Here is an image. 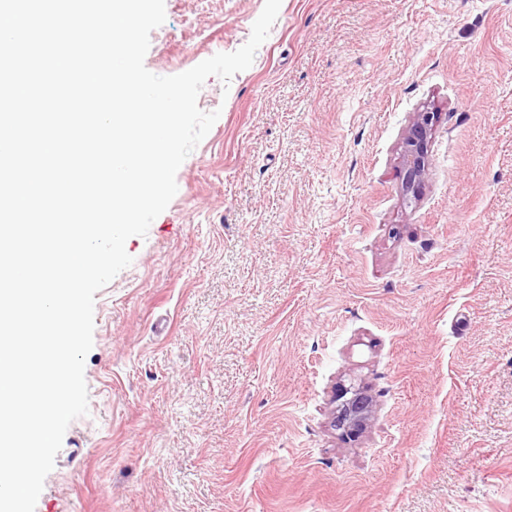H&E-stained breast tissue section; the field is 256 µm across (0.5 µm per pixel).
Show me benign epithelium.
Wrapping results in <instances>:
<instances>
[{
    "label": "benign epithelium",
    "instance_id": "1",
    "mask_svg": "<svg viewBox=\"0 0 512 512\" xmlns=\"http://www.w3.org/2000/svg\"><path fill=\"white\" fill-rule=\"evenodd\" d=\"M438 122L439 113L422 110L416 113L404 138L402 184L409 201L419 197L428 168L429 139ZM339 396L343 401L336 415V426L343 430V435L353 436L367 420L370 400L363 387L354 384L340 388Z\"/></svg>",
    "mask_w": 512,
    "mask_h": 512
}]
</instances>
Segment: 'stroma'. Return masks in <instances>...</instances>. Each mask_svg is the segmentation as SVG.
I'll return each mask as SVG.
<instances>
[{
	"mask_svg": "<svg viewBox=\"0 0 512 512\" xmlns=\"http://www.w3.org/2000/svg\"><path fill=\"white\" fill-rule=\"evenodd\" d=\"M264 3L165 0L146 68L237 50ZM198 106L218 120L95 295L89 412L35 512H512V0H282ZM439 113L429 110L417 112L403 142L402 184L409 203L419 197L428 168V143ZM349 398L342 401L336 415V426L344 432L342 435L354 436L367 420L370 411V400L363 392V387L351 384L349 387H341L339 390V399Z\"/></svg>",
	"mask_w": 512,
	"mask_h": 512,
	"instance_id": "1",
	"label": "stroma"
}]
</instances>
